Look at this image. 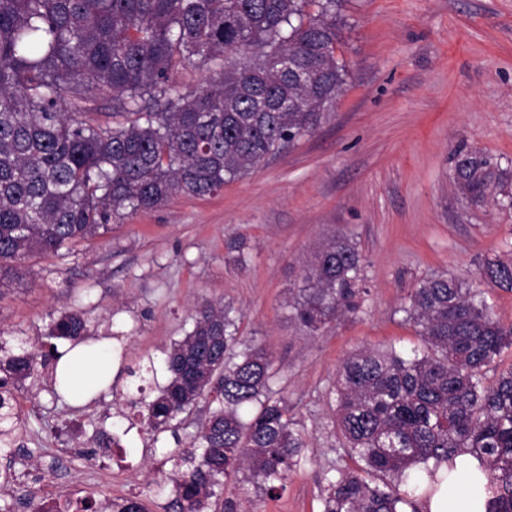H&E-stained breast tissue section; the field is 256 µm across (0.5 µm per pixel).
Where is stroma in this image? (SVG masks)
<instances>
[{"mask_svg": "<svg viewBox=\"0 0 512 512\" xmlns=\"http://www.w3.org/2000/svg\"><path fill=\"white\" fill-rule=\"evenodd\" d=\"M342 18L345 92L314 132L216 195L175 196L104 235L32 256L0 289V336L37 342L77 306L126 366L163 365L200 300L232 307L242 338L274 353L276 387L310 443L276 497L243 495L229 480L223 497L238 512H322L325 475L344 462L330 399L341 361L366 345L411 353L419 338L402 307L415 284L444 274L475 283L485 258L512 249V209L468 204L453 183L463 146L512 170V0H345ZM239 234L248 244L241 270L224 248ZM336 235L357 243L369 294L357 315L311 337L283 303ZM132 390L122 373L72 406L51 368L26 380L15 397L27 431L11 461L0 458L16 478L0 503L32 512L30 496L62 506L91 494L172 512V491L149 482L167 472L174 442H153L119 416Z\"/></svg>", "mask_w": 512, "mask_h": 512, "instance_id": "stroma-1", "label": "stroma"}]
</instances>
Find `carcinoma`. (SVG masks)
I'll return each instance as SVG.
<instances>
[{"instance_id":"obj_1","label":"carcinoma","mask_w":512,"mask_h":512,"mask_svg":"<svg viewBox=\"0 0 512 512\" xmlns=\"http://www.w3.org/2000/svg\"><path fill=\"white\" fill-rule=\"evenodd\" d=\"M341 0H0V288L9 261L57 252L108 231L112 220L157 208L176 195L211 196L275 151L313 132L341 96L347 70L336 57ZM288 59L283 67L280 59ZM214 64L201 90H181L178 73ZM112 97L123 122L88 123L65 93ZM453 180L470 204L512 208V174L480 149H461ZM244 237L225 243L244 268ZM481 281L512 292V253L487 258ZM362 254L334 237L289 289L288 320L318 336L360 309ZM454 275L420 281L402 307L424 349L363 347L336 372L335 403L353 465L326 477L323 512L415 508L411 472L431 486L441 463L468 452L485 475V512H512V368L486 373L512 348L483 297ZM193 327L166 351V384L131 403L138 422L178 448L168 456L176 512H205L224 480L267 496L284 488L308 442L275 391L279 367L263 346L244 343L224 304L195 305ZM90 338L85 312L54 321L52 339ZM46 355L0 340V454L27 431L11 386L33 377ZM157 382L153 360L127 368ZM208 402L193 437L179 416ZM76 512H145L132 498Z\"/></svg>"}]
</instances>
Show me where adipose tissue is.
Segmentation results:
<instances>
[{
	"instance_id": "adipose-tissue-1",
	"label": "adipose tissue",
	"mask_w": 512,
	"mask_h": 512,
	"mask_svg": "<svg viewBox=\"0 0 512 512\" xmlns=\"http://www.w3.org/2000/svg\"><path fill=\"white\" fill-rule=\"evenodd\" d=\"M116 370L110 340L65 345L57 360L58 390L72 403H86L111 384ZM440 470L447 478L435 493L421 497L420 512H484L483 477L475 458L457 455Z\"/></svg>"
}]
</instances>
